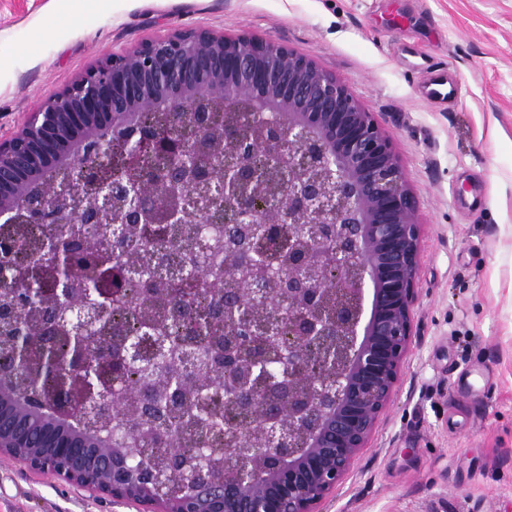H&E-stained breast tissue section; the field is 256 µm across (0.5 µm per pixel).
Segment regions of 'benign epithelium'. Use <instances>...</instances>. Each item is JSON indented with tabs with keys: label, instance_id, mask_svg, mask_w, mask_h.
<instances>
[{
	"label": "benign epithelium",
	"instance_id": "obj_1",
	"mask_svg": "<svg viewBox=\"0 0 512 512\" xmlns=\"http://www.w3.org/2000/svg\"><path fill=\"white\" fill-rule=\"evenodd\" d=\"M215 102L237 113L224 123L219 157ZM151 112L176 113L191 140L149 127ZM116 140L132 146L123 159L138 181L108 174ZM158 156L183 158L167 171L171 184L202 192L224 175V194L204 196L200 209L246 242L236 255L242 266L255 263L250 244L259 239L288 252V272L251 289L256 311L247 320L233 317L238 288L224 289L210 315L224 322V343L213 345L206 367L224 373L231 395L224 431L212 435L218 447L202 453L224 454L241 419L257 410L266 447L189 473L162 424L156 466L99 437L121 376L162 343L117 330L97 303L81 308L83 326L68 332L52 398L39 389L18 397L15 372L0 370V456L147 512H323L388 409L416 342L422 225L392 136L344 83L283 45L175 29L100 55L21 129L0 137V220L93 224L118 210L122 223L164 233L181 220L148 219L176 210L150 190L155 177L144 159ZM93 275L104 297L128 278L103 261ZM26 309L22 298L0 304V340L8 328L28 351L44 353L63 324L47 313L28 319ZM198 375L185 371L181 386L161 397L154 381L140 380L131 417L160 422L198 388Z\"/></svg>",
	"mask_w": 512,
	"mask_h": 512
}]
</instances>
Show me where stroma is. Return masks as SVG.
Segmentation results:
<instances>
[{
    "label": "stroma",
    "mask_w": 512,
    "mask_h": 512,
    "mask_svg": "<svg viewBox=\"0 0 512 512\" xmlns=\"http://www.w3.org/2000/svg\"><path fill=\"white\" fill-rule=\"evenodd\" d=\"M179 28L311 58L393 137L423 226L417 343L325 512H512V0H0V136L101 54ZM461 74L457 99L425 70ZM0 512H102L0 457ZM426 88L428 96L444 101L454 100L461 89V82L448 77V74L441 69H431L428 71Z\"/></svg>",
    "instance_id": "obj_1"
}]
</instances>
